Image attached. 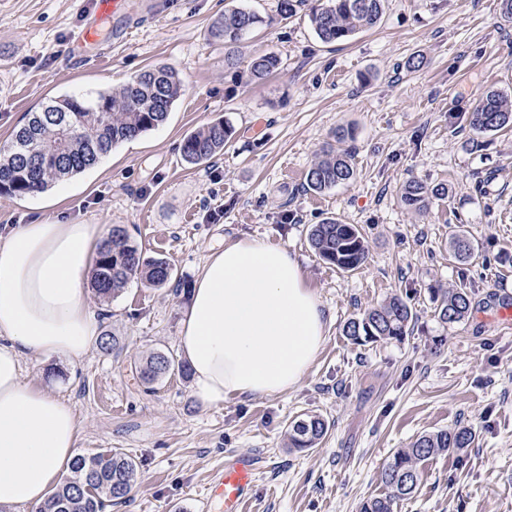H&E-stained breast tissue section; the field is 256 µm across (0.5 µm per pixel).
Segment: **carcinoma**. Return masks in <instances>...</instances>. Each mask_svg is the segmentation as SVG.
Returning a JSON list of instances; mask_svg holds the SVG:
<instances>
[{
	"label": "carcinoma",
	"mask_w": 512,
	"mask_h": 512,
	"mask_svg": "<svg viewBox=\"0 0 512 512\" xmlns=\"http://www.w3.org/2000/svg\"><path fill=\"white\" fill-rule=\"evenodd\" d=\"M385 2L326 0L310 11V22L324 43L347 40L375 26L384 13ZM261 23L258 15L236 7L224 11L209 29V40L224 44L227 66L233 70L236 83L244 76L250 82L265 80L280 68L278 56L266 53L248 61L246 75L236 71L235 47L244 34ZM182 92L176 72L161 65L141 72L119 90L73 93L47 101L28 114L27 123L14 132L9 149L0 152V196H30L95 167L118 145L163 124ZM469 124L479 133L512 127V98L497 90L487 91L471 112ZM235 135L233 125L217 120L184 138L181 155L191 164L207 163L224 151ZM351 137L347 129L336 132V145L323 149L306 174L308 189L323 192L354 178L351 152L345 147ZM447 196L448 187L443 184L430 187L412 180L405 184L401 201L408 209L420 212L432 200ZM309 242L321 260L344 272L360 267L368 257V242L361 229L335 219L312 225ZM452 244L459 261L465 263L476 257L475 245L465 231L455 233ZM134 278L159 287L171 278V269L162 259H143L127 230L116 224L98 249L93 285L102 298L109 299ZM434 301L439 318L446 323L461 321L470 309L465 288H436ZM412 319L408 302L393 296L349 319L344 332L363 343L399 339L406 335ZM174 371L184 374L187 368L173 355L156 352L139 365L138 378L152 390ZM327 430L324 418L300 415L288 427V440L294 448H313ZM474 439L475 433L468 427L417 437L409 447L397 450L383 468L381 477L388 494L365 500L360 512H393L395 500L417 490L421 462L435 454L468 448ZM136 469L135 460L118 449L90 458L79 456L45 508L47 512H104L107 505L127 499Z\"/></svg>",
	"instance_id": "1"
}]
</instances>
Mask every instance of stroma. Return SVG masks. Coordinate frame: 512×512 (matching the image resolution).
<instances>
[{"label":"stroma","mask_w":512,"mask_h":512,"mask_svg":"<svg viewBox=\"0 0 512 512\" xmlns=\"http://www.w3.org/2000/svg\"><path fill=\"white\" fill-rule=\"evenodd\" d=\"M128 15L101 22L83 53L75 41L95 0H0V148L42 103L122 86L153 65L172 67L184 92L166 122L122 143L94 168L25 198L0 196V234L17 224L125 226L144 258L172 278L132 280L93 302L109 354L79 365L34 357L25 379L69 403L80 422L77 454L121 449L138 464L125 504L106 512H204L199 490L228 456L257 463L247 512H359L386 494L381 470L420 435L469 427L462 453L424 461L413 497L393 512H512V328L496 308L512 301V129L476 135L469 116L486 91L512 96V23L500 0H386L381 21L350 40L322 43L308 0L278 18V0H129ZM242 7L265 20L238 44L240 58L276 53L278 73L232 84L224 46L208 29ZM237 130L203 165L181 156L184 137L217 119ZM353 131V180L316 193L305 175L337 128ZM442 184L448 196L415 212L406 182ZM328 218L356 225L367 261L342 272L316 257L308 234ZM465 230L478 255L449 247ZM260 237L301 264L327 312L324 344L295 389L205 407L191 376L145 391L135 366L177 353L180 320L205 258L225 242ZM467 287L471 311L439 319L436 288ZM402 296L413 321L401 339L357 343L348 319ZM322 416L323 439L290 447L287 427Z\"/></svg>","instance_id":"stroma-1"}]
</instances>
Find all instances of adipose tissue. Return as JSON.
<instances>
[{"label": "adipose tissue", "mask_w": 512, "mask_h": 512, "mask_svg": "<svg viewBox=\"0 0 512 512\" xmlns=\"http://www.w3.org/2000/svg\"><path fill=\"white\" fill-rule=\"evenodd\" d=\"M101 224H19L0 236V507L43 505L76 458L73 408L24 379L26 357L79 364L102 328L86 279ZM327 318L287 247L225 243L192 286L178 346L206 406L295 388L324 343Z\"/></svg>", "instance_id": "obj_1"}]
</instances>
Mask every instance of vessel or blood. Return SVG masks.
Instances as JSON below:
<instances>
[{"mask_svg":"<svg viewBox=\"0 0 512 512\" xmlns=\"http://www.w3.org/2000/svg\"><path fill=\"white\" fill-rule=\"evenodd\" d=\"M256 461L248 454L227 460L209 477L203 499L207 512H245L256 478Z\"/></svg>","mask_w":512,"mask_h":512,"instance_id":"vessel-or-blood-1","label":"vessel or blood"}]
</instances>
